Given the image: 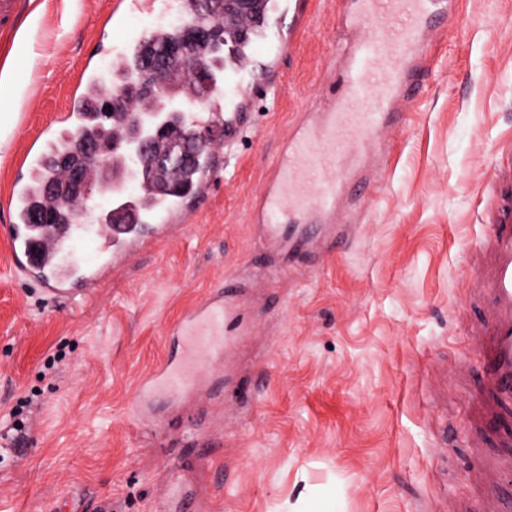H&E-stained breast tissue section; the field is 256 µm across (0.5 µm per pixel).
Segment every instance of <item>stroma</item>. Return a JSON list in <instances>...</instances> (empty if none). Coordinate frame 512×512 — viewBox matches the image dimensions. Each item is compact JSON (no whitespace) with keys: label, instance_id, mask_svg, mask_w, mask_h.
<instances>
[{"label":"stroma","instance_id":"stroma-1","mask_svg":"<svg viewBox=\"0 0 512 512\" xmlns=\"http://www.w3.org/2000/svg\"><path fill=\"white\" fill-rule=\"evenodd\" d=\"M113 0H42L7 64L25 79L0 149V428L33 401L26 437L0 449V512H512V402L494 393L475 335L495 318L484 209L512 164V0H460L423 45L400 125L357 192L347 243L274 267L252 202L301 112L336 90L349 0H307L297 47L269 61L253 37L245 130L172 238L61 304L9 266V191L65 123L83 62L104 70L120 38ZM106 30L90 56L80 17ZM236 281L241 334L224 375L135 416L138 379L172 353L185 309ZM60 356L56 379L43 371Z\"/></svg>","mask_w":512,"mask_h":512}]
</instances>
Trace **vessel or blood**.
<instances>
[{
    "label": "vessel or blood",
    "mask_w": 512,
    "mask_h": 512,
    "mask_svg": "<svg viewBox=\"0 0 512 512\" xmlns=\"http://www.w3.org/2000/svg\"><path fill=\"white\" fill-rule=\"evenodd\" d=\"M124 11L113 12L115 30H122L130 15L152 12L157 0H126ZM356 20L366 29L346 51L341 70V89L325 111L309 112L283 143L276 168L255 198L253 214L267 237L286 244L289 252L315 256L325 236L348 237L350 226L339 207L368 149L385 126L395 123L393 106L403 100L410 84V65L424 32L437 15L454 17V5L441 0H355ZM36 7L34 0H0V33L15 35L22 16ZM163 32H146L128 40L114 60L116 73L128 71L144 42H162ZM159 83L181 88L184 110L199 123H224L225 138H233L237 126L228 122L237 105L227 99L221 83H214L205 111H198L196 97L183 68L162 72ZM82 95L69 102L68 128L45 129V147L31 157L25 178L10 188L8 242L16 271L35 283L51 300L91 297L104 275L120 261L142 251L153 239L171 237L170 224L182 214L184 201L168 197L157 204L140 202L138 193L125 190L122 180L112 183V208L131 214L128 224H59L53 232L31 224L34 206L63 199V191H44L48 154L65 149L71 132L93 125L86 98L104 99L114 94L97 71L83 70ZM496 181L505 191L488 212L485 246L494 257L491 276L474 270V279H486L490 300L498 317L489 329L488 369L499 393L512 399V170L499 171ZM88 239L90 254L78 251ZM239 330L236 295L231 290L209 295L189 307L172 334L180 338L179 358L163 362L140 381L136 398L157 392L178 397L199 386V371L215 368Z\"/></svg>",
    "instance_id": "1"
}]
</instances>
